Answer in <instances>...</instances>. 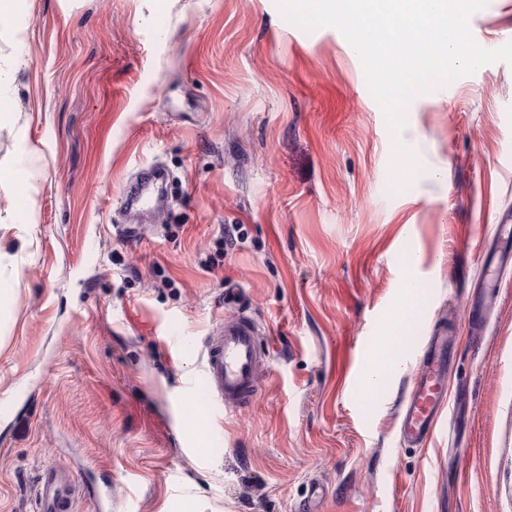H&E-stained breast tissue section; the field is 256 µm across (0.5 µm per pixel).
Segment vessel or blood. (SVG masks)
I'll return each mask as SVG.
<instances>
[{
	"mask_svg": "<svg viewBox=\"0 0 512 512\" xmlns=\"http://www.w3.org/2000/svg\"><path fill=\"white\" fill-rule=\"evenodd\" d=\"M156 168L142 171L139 178L122 188L126 211L153 210L151 185ZM259 328L247 312L221 322L205 340L199 382L209 394L208 413L220 422L222 413L251 404L258 394V371L264 364ZM448 331L435 328L420 362V373L405 405L401 434L404 440L421 444L433 433L439 411L447 404ZM79 484L62 467L45 469L40 475L39 512H73Z\"/></svg>",
	"mask_w": 512,
	"mask_h": 512,
	"instance_id": "obj_1",
	"label": "vessel or blood"
}]
</instances>
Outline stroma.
Here are the masks:
<instances>
[{"mask_svg": "<svg viewBox=\"0 0 512 512\" xmlns=\"http://www.w3.org/2000/svg\"><path fill=\"white\" fill-rule=\"evenodd\" d=\"M469 24L511 42L512 0ZM16 55L0 168L42 175L0 186V512H35L52 465L89 477L76 512L103 485L109 512H512V263L472 307L512 250V66L414 97L397 191L358 55L275 0H21ZM152 162L171 207L131 235L121 187ZM241 310L267 359L216 440L185 383ZM443 322L450 407L407 445Z\"/></svg>", "mask_w": 512, "mask_h": 512, "instance_id": "stroma-1", "label": "stroma"}]
</instances>
